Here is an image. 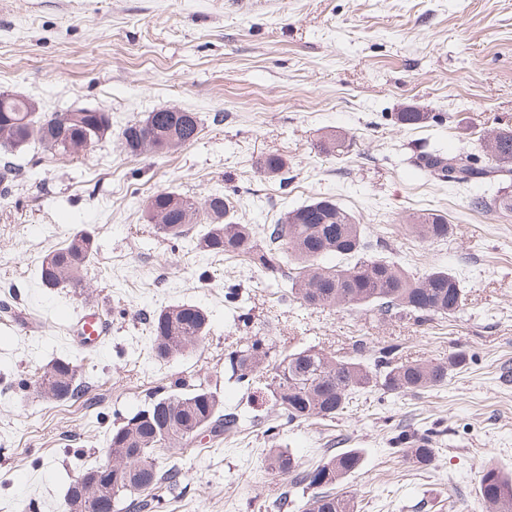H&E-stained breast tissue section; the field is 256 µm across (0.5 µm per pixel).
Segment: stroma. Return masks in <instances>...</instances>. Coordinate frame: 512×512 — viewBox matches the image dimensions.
<instances>
[{
	"instance_id": "1",
	"label": "stroma",
	"mask_w": 512,
	"mask_h": 512,
	"mask_svg": "<svg viewBox=\"0 0 512 512\" xmlns=\"http://www.w3.org/2000/svg\"><path fill=\"white\" fill-rule=\"evenodd\" d=\"M0 92L42 112H109L112 133L89 151L52 156L32 145L21 174L0 182V512H64L69 482L107 459L112 430L178 378L216 391L241 424L202 433L187 451L163 450L180 486L148 512H271L285 488L266 449L300 465L359 449L340 491L359 512H490L481 471L512 473V215L473 210L496 186L456 188L415 169L421 151H468L512 128V0H0ZM159 108L196 113L198 139L168 155H131L121 131ZM422 112L406 125L399 116ZM345 133L349 151H318ZM279 155L271 177L260 159ZM173 189L196 202L221 193L233 220L276 223L316 197H333L383 251L410 271L455 272L466 305L424 324L364 308L313 309L246 256H210L196 235L163 236L144 204ZM432 211L448 237L422 241L406 222ZM97 251L79 289L42 287L37 267L73 233ZM103 304L111 334L98 350L66 346L65 313ZM177 302L205 309L199 348L154 359L149 320ZM261 340L280 356L315 346L369 358L395 344L400 361L467 364L444 385L356 394L335 419L287 421L267 373L230 378L232 352ZM77 359L85 394L48 401L35 387L56 358ZM429 434L430 466L406 456Z\"/></svg>"
}]
</instances>
